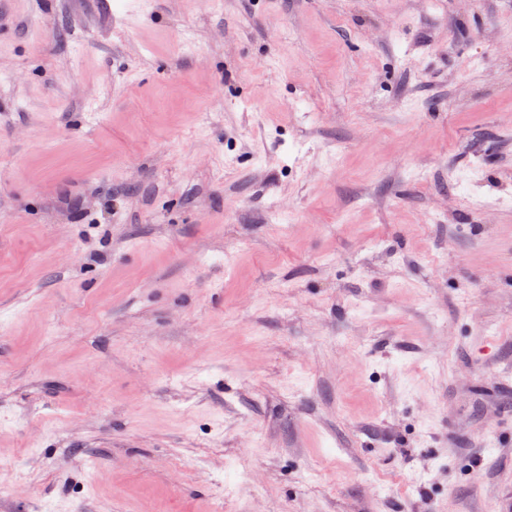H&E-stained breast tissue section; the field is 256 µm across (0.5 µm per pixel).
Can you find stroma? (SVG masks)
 I'll return each instance as SVG.
<instances>
[{
  "instance_id": "obj_1",
  "label": "stroma",
  "mask_w": 512,
  "mask_h": 512,
  "mask_svg": "<svg viewBox=\"0 0 512 512\" xmlns=\"http://www.w3.org/2000/svg\"><path fill=\"white\" fill-rule=\"evenodd\" d=\"M510 198L512 0H0V512H504Z\"/></svg>"
}]
</instances>
